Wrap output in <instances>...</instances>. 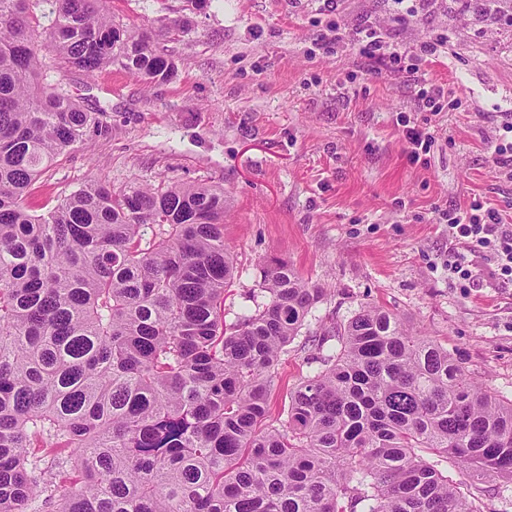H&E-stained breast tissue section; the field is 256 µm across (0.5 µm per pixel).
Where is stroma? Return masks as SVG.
Returning <instances> with one entry per match:
<instances>
[{
	"instance_id": "obj_1",
	"label": "stroma",
	"mask_w": 512,
	"mask_h": 512,
	"mask_svg": "<svg viewBox=\"0 0 512 512\" xmlns=\"http://www.w3.org/2000/svg\"><path fill=\"white\" fill-rule=\"evenodd\" d=\"M130 27L189 20L163 35L174 76L147 84L118 65L93 77L47 55L46 73L88 110L89 132L61 155L27 199L37 214L90 179L121 189L160 181L224 190V241L236 265L224 320L261 307L262 270L287 263L327 294L275 368L269 421H284L288 393L316 373L318 343L365 305L448 349L465 372L512 400V284L474 258L477 277L448 274L459 248L436 207L484 195L512 223V175L491 166L489 142L512 119V0L500 24L441 0L423 25L397 22L393 0H345L342 15L311 0H104ZM376 22L401 44L444 34L423 68L453 88L459 109L415 114L435 142L427 165L410 164L399 119L412 112L404 74L371 78L349 52L316 45L327 26Z\"/></svg>"
}]
</instances>
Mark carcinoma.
Here are the masks:
<instances>
[{
    "mask_svg": "<svg viewBox=\"0 0 512 512\" xmlns=\"http://www.w3.org/2000/svg\"><path fill=\"white\" fill-rule=\"evenodd\" d=\"M33 2L0 0V512H480L481 484L512 482V400L379 306L267 424L325 291L275 262L263 307L224 324V188L91 181L31 212L32 183L99 124L44 81V54L150 83L175 70L101 0H43V27Z\"/></svg>",
    "mask_w": 512,
    "mask_h": 512,
    "instance_id": "cac0c4a2",
    "label": "carcinoma"
}]
</instances>
